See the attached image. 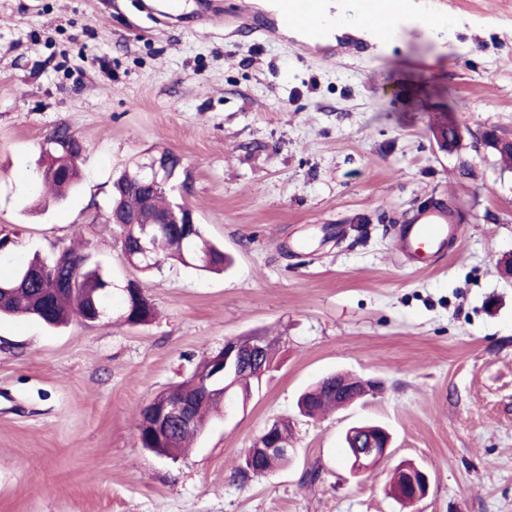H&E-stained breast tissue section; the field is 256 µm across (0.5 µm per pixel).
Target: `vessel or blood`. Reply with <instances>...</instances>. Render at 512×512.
I'll return each mask as SVG.
<instances>
[{"label":"vessel or blood","mask_w":512,"mask_h":512,"mask_svg":"<svg viewBox=\"0 0 512 512\" xmlns=\"http://www.w3.org/2000/svg\"><path fill=\"white\" fill-rule=\"evenodd\" d=\"M280 23L299 29L315 45L325 42V23L319 11L320 0H276ZM363 22L377 39L378 50H387L396 30L408 15L407 0H357ZM455 215L443 205L418 210L411 221L398 230L401 251L411 261H422L427 254L445 248L454 232Z\"/></svg>","instance_id":"b4317fda"}]
</instances>
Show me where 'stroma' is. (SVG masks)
<instances>
[{"mask_svg":"<svg viewBox=\"0 0 512 512\" xmlns=\"http://www.w3.org/2000/svg\"><path fill=\"white\" fill-rule=\"evenodd\" d=\"M203 0L176 19L158 0H0V231L13 261L80 241L116 286L157 315L49 328L0 318V512H512V0H430L454 39L398 31L385 53L299 49L269 0ZM464 139L441 151L432 126ZM61 128L83 153L80 189L38 201L34 177ZM222 273L178 263L148 274L89 218L120 172L161 151ZM455 213L449 248L410 262L397 230L419 209ZM276 345L246 402L212 419L187 456L141 448V411L225 339ZM381 381L312 419L298 396L331 373ZM296 450L273 474L235 476L272 421ZM392 435L356 474L347 430ZM429 477L410 505L397 467ZM316 471L315 481L304 475Z\"/></svg>","mask_w":512,"mask_h":512,"instance_id":"obj_1","label":"stroma"}]
</instances>
